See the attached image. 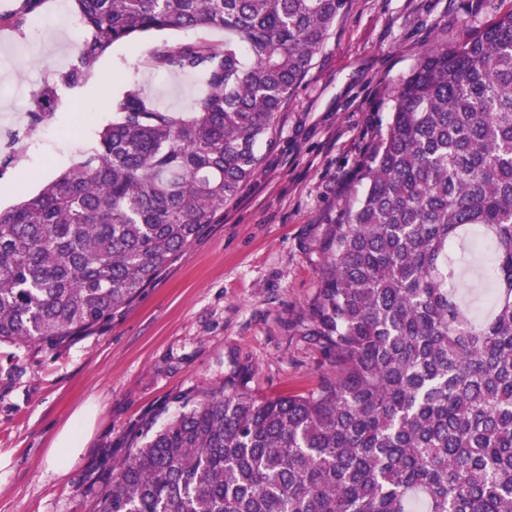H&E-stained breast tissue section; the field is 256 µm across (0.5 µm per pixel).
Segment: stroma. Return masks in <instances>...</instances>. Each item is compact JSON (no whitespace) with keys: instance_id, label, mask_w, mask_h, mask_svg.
<instances>
[{"instance_id":"obj_1","label":"stroma","mask_w":512,"mask_h":512,"mask_svg":"<svg viewBox=\"0 0 512 512\" xmlns=\"http://www.w3.org/2000/svg\"><path fill=\"white\" fill-rule=\"evenodd\" d=\"M23 0H0V209L37 195L80 160L111 122L109 95L137 86L155 106L188 111L207 94L193 72L154 65L158 48L203 43L215 28L150 32L112 46L86 82L31 127L34 94L77 54L71 0H44L63 24L17 32ZM512 0H352L279 112L239 194L112 320L59 345H0V512H96L133 440L175 416L183 398L245 381L266 399L315 389L325 373L300 334L321 270L325 227L363 193L360 168L384 133L394 90L434 43L472 36ZM97 403L83 454L48 474V449L70 415Z\"/></svg>"}]
</instances>
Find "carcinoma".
I'll return each instance as SVG.
<instances>
[{
    "instance_id": "cac0c4a2",
    "label": "carcinoma",
    "mask_w": 512,
    "mask_h": 512,
    "mask_svg": "<svg viewBox=\"0 0 512 512\" xmlns=\"http://www.w3.org/2000/svg\"><path fill=\"white\" fill-rule=\"evenodd\" d=\"M43 0L10 17L23 32ZM84 35L37 93L39 124L113 45L221 28L224 48L156 50L202 76L183 114L131 86L96 145L0 210V343L53 345L135 300L213 223L351 0H72ZM365 191L326 225L303 335L330 369L305 394L231 383L112 468L97 512H512V9L427 49L392 97ZM495 245L489 316L457 289L449 248Z\"/></svg>"
}]
</instances>
